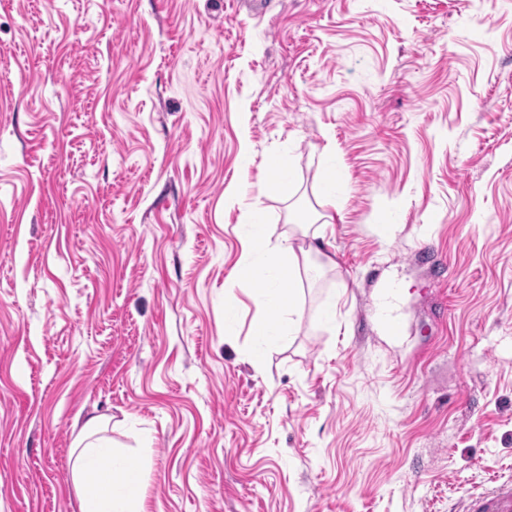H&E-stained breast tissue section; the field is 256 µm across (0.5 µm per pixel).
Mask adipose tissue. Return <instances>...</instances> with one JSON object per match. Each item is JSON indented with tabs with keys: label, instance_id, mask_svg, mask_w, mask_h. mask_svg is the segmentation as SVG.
Instances as JSON below:
<instances>
[{
	"label": "adipose tissue",
	"instance_id": "adipose-tissue-1",
	"mask_svg": "<svg viewBox=\"0 0 512 512\" xmlns=\"http://www.w3.org/2000/svg\"><path fill=\"white\" fill-rule=\"evenodd\" d=\"M246 249L237 262L232 281L261 283L257 302L262 312L252 325L254 336L266 339L286 332L279 321L291 302L293 283L308 251L276 235L273 225L260 220L259 210L247 215ZM102 421L86 423L78 435L71 459V474L80 501V512H138L142 497L141 468L136 462L117 456L109 440L101 438Z\"/></svg>",
	"mask_w": 512,
	"mask_h": 512
}]
</instances>
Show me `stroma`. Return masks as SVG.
<instances>
[{"label": "stroma", "mask_w": 512, "mask_h": 512, "mask_svg": "<svg viewBox=\"0 0 512 512\" xmlns=\"http://www.w3.org/2000/svg\"><path fill=\"white\" fill-rule=\"evenodd\" d=\"M255 204L312 250L267 343L229 283ZM93 416L144 512L512 479V0H0V512H79ZM268 164L271 172L270 186L275 188L281 195L288 196L292 186L290 168L288 167L287 174L281 161L275 157L268 159Z\"/></svg>", "instance_id": "35a3bbf8"}]
</instances>
